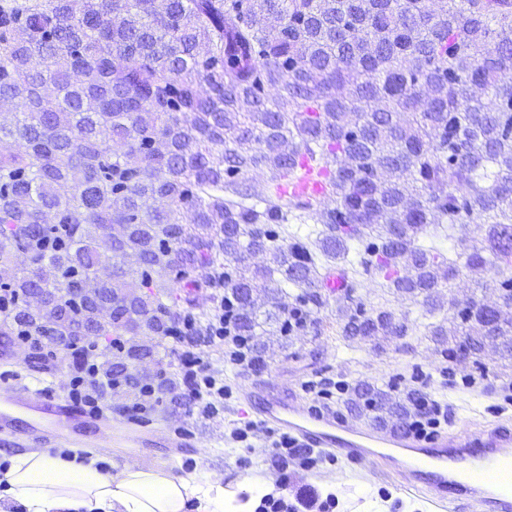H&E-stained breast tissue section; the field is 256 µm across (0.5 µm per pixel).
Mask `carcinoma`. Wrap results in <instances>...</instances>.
<instances>
[{
	"mask_svg": "<svg viewBox=\"0 0 512 512\" xmlns=\"http://www.w3.org/2000/svg\"><path fill=\"white\" fill-rule=\"evenodd\" d=\"M510 68L512 0H0V99L14 106L0 141L25 146L0 152V288L14 301L0 335L163 336L181 318L150 302L163 273L224 289L235 334L254 335L250 279L208 272L212 241L193 224L218 227L240 263L266 228L299 290L282 336L323 305L307 243L273 246L290 216L325 226L327 257L357 243L363 271L430 312L458 266L418 233L479 224L464 267L494 265L512 289ZM302 156L325 175L318 201L282 193ZM256 169L262 194L246 182ZM33 288L56 298L54 322L21 306ZM390 316L354 312L342 333L407 335Z\"/></svg>",
	"mask_w": 512,
	"mask_h": 512,
	"instance_id": "cac0c4a2",
	"label": "carcinoma"
}]
</instances>
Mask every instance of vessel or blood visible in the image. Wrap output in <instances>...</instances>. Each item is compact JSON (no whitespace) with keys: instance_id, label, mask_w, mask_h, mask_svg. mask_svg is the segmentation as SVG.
I'll return each mask as SVG.
<instances>
[{"instance_id":"vessel-or-blood-1","label":"vessel or blood","mask_w":512,"mask_h":512,"mask_svg":"<svg viewBox=\"0 0 512 512\" xmlns=\"http://www.w3.org/2000/svg\"><path fill=\"white\" fill-rule=\"evenodd\" d=\"M286 190L319 198L325 188L308 168ZM88 417V411L35 385L17 386L10 400L0 396V433L15 434L33 421L48 428L62 448L101 447V436L86 430ZM255 417L299 447L331 448L350 462L374 463L398 480L400 489L418 493L436 512H455L459 494L470 512H512V433L498 427L465 436L382 430L271 395L260 400Z\"/></svg>"}]
</instances>
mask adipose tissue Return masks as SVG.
<instances>
[{
	"mask_svg": "<svg viewBox=\"0 0 512 512\" xmlns=\"http://www.w3.org/2000/svg\"><path fill=\"white\" fill-rule=\"evenodd\" d=\"M99 462L91 452H22L0 473V484L23 512H250L273 489L269 476L227 486L219 477L200 482L174 464L116 463L105 471Z\"/></svg>",
	"mask_w": 512,
	"mask_h": 512,
	"instance_id": "adipose-tissue-1",
	"label": "adipose tissue"
}]
</instances>
